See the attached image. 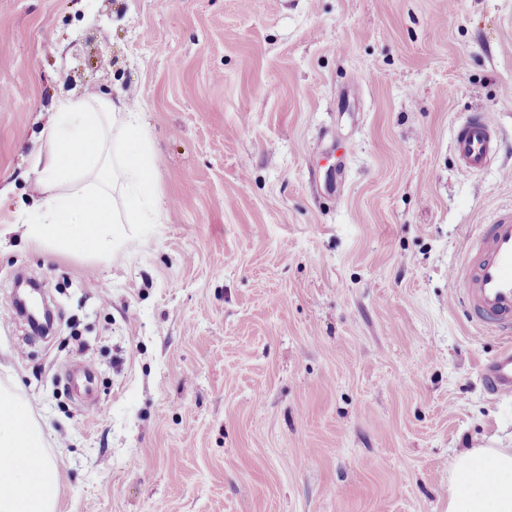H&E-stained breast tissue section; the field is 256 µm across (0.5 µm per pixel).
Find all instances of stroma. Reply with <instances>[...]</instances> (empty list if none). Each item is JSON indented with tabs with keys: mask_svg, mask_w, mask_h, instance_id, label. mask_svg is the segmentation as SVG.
<instances>
[{
	"mask_svg": "<svg viewBox=\"0 0 512 512\" xmlns=\"http://www.w3.org/2000/svg\"><path fill=\"white\" fill-rule=\"evenodd\" d=\"M92 92L146 114L153 223L106 260L0 245V383L57 512H447L455 453L512 448L499 341L449 278L512 208V0H0V225L31 223L42 132ZM475 111L506 151L467 176Z\"/></svg>",
	"mask_w": 512,
	"mask_h": 512,
	"instance_id": "1",
	"label": "stroma"
}]
</instances>
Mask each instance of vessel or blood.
Listing matches in <instances>:
<instances>
[{
    "mask_svg": "<svg viewBox=\"0 0 512 512\" xmlns=\"http://www.w3.org/2000/svg\"><path fill=\"white\" fill-rule=\"evenodd\" d=\"M452 147L466 175L483 172L500 153L497 126L473 112L455 126ZM454 300L466 319L494 331L499 347L484 367L488 390L512 395V208L499 212L472 238L463 268L455 270Z\"/></svg>",
    "mask_w": 512,
    "mask_h": 512,
    "instance_id": "obj_1",
    "label": "vessel or blood"
}]
</instances>
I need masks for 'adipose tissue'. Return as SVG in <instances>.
<instances>
[{"label":"adipose tissue","instance_id":"obj_1","mask_svg":"<svg viewBox=\"0 0 512 512\" xmlns=\"http://www.w3.org/2000/svg\"><path fill=\"white\" fill-rule=\"evenodd\" d=\"M48 195L28 243L49 254L111 257L119 224H143L156 202V157L143 113L125 99L64 100L44 131ZM59 473L16 387L0 385V512H55ZM448 512H512V449L469 448L452 461Z\"/></svg>","mask_w":512,"mask_h":512}]
</instances>
